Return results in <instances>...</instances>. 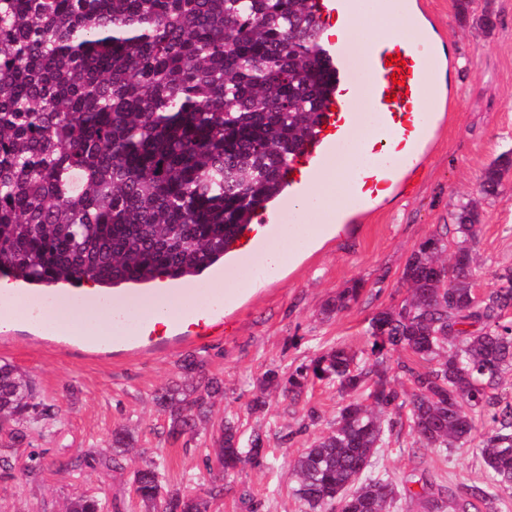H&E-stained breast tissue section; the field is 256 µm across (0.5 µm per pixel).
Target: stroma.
<instances>
[{"instance_id": "stroma-1", "label": "stroma", "mask_w": 512, "mask_h": 512, "mask_svg": "<svg viewBox=\"0 0 512 512\" xmlns=\"http://www.w3.org/2000/svg\"><path fill=\"white\" fill-rule=\"evenodd\" d=\"M414 8L435 41L449 44V55H436L442 83L427 90L426 111L434 123L418 162L401 168L390 196L359 206L344 236L327 233L291 264L271 272L260 261L226 267L223 285L234 305L226 310L224 333L184 344L168 354L106 351L91 353L78 344H61L55 323L65 321L81 299L60 294L47 302L52 322L15 315L14 336L0 344V362L33 379L38 395L61 407L59 415L33 426L32 448H19L26 460L39 452L43 468L34 476L15 470L0 474V512H62L67 500L86 493L124 502L123 512H144L129 493V478L141 466L140 454L123 456L107 471L112 431L128 429L139 449L163 458L169 484L198 493L208 487L205 460L225 417L239 418L242 436L261 433L268 467L245 468L224 482V494L211 512H307L295 495L292 465L299 453L336 421L348 403L336 382L314 381L301 400L283 398L268 383V372L286 377L331 347L342 344L359 359L370 356L371 318L407 295L402 272L418 246L453 224L458 207L477 197L480 176L499 155L512 153V0H402ZM492 11L496 26L485 32L479 19ZM482 222L473 243L476 282L481 292L500 285L512 268V175L497 196L484 200ZM360 284L356 302L344 310L325 308L352 284ZM201 361L224 383L209 417L190 442L167 436L168 419L152 400L157 390L183 381L185 356ZM262 409H251L254 397ZM316 409L317 421L308 418ZM92 456L94 466L69 469L68 461ZM375 469L387 474L408 507L407 491L483 484L486 468L470 448L440 454L416 444L407 420H400L376 455Z\"/></svg>"}]
</instances>
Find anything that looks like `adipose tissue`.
Segmentation results:
<instances>
[{"label": "adipose tissue", "mask_w": 512, "mask_h": 512, "mask_svg": "<svg viewBox=\"0 0 512 512\" xmlns=\"http://www.w3.org/2000/svg\"><path fill=\"white\" fill-rule=\"evenodd\" d=\"M360 4L367 15L366 21L336 28V35L352 39L364 52L376 44L388 45L406 39L407 13L401 0H360ZM376 128L373 109H366L362 136L344 142L335 164L322 171L309 190L292 202L294 219L285 225L280 242L268 253L269 264H284L318 241L326 231L339 234L346 231L343 219L355 211L358 204L354 192L358 171L371 164L394 162L389 155H374L368 151L366 141Z\"/></svg>", "instance_id": "ef3b65f1"}]
</instances>
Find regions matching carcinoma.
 Segmentation results:
<instances>
[{
	"label": "carcinoma",
	"mask_w": 512,
	"mask_h": 512,
	"mask_svg": "<svg viewBox=\"0 0 512 512\" xmlns=\"http://www.w3.org/2000/svg\"><path fill=\"white\" fill-rule=\"evenodd\" d=\"M316 0H0V274L35 288L152 286L195 279L224 262L258 212L282 196L288 164L318 133L338 83L322 44ZM512 156L484 170L480 194L498 195ZM452 241L433 236L409 257V295L378 311L368 333L373 362L360 367L343 346L299 366L284 384L299 399L313 379L365 398L342 406L334 427L293 463L296 494L311 512H392L398 491L373 473L374 457L406 413L416 442L444 452L477 446L483 486L465 496L427 486L410 494L421 512H483L490 489L512 493V408L491 412L493 429L476 441L475 418L498 405L512 372V270L476 299L471 242L481 213L474 202L455 216ZM453 247L448 261L438 254ZM449 266L448 281L436 266ZM343 291L328 311L357 301ZM415 355L397 365L411 390L379 369L391 351ZM188 385L154 400L176 441L194 432L223 384L184 360ZM56 404L33 382L0 365L1 448H19L32 420ZM217 464L229 477L267 465L264 439L243 447L224 420ZM112 447L135 450L125 429ZM149 512H209L220 480L203 495L171 488L160 459L133 472ZM65 512H119L105 497L76 496Z\"/></svg>",
	"instance_id": "carcinoma-1"
}]
</instances>
